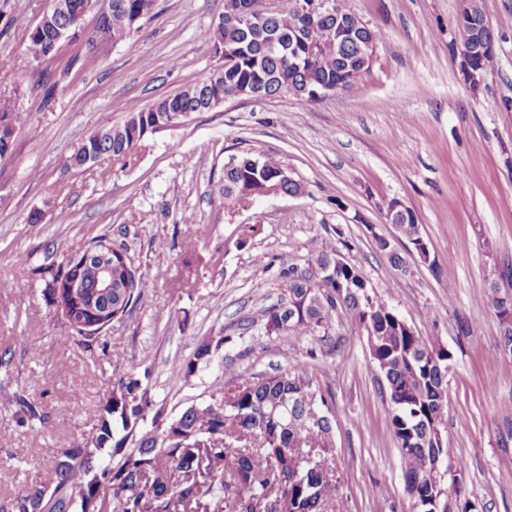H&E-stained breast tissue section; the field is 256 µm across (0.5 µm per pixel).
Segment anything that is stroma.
<instances>
[{
  "mask_svg": "<svg viewBox=\"0 0 512 512\" xmlns=\"http://www.w3.org/2000/svg\"><path fill=\"white\" fill-rule=\"evenodd\" d=\"M498 41L481 84L463 80L449 44L460 0H345L378 35L358 86L305 103L281 93L232 98L148 136L127 166L106 158L76 171L66 160L86 135L143 104L203 80L221 60L206 31L224 0H158L157 14L90 58L81 42L25 54L22 15L48 0L0 9V104L23 115L0 161V500L34 487L47 451L82 444L112 393L115 369L150 371L168 418L209 402L236 375L302 368L326 400L339 496L327 512H410L400 451L388 425L365 332L338 313L320 336L266 335L264 312L286 296L284 270L308 268L333 240L415 331L451 354L444 446L467 466L480 512H512V359L498 321L477 299L512 264V0H479ZM56 79L51 102L33 83ZM259 148L294 172L296 197L257 198L230 211L218 192L231 157ZM398 198L418 216L430 263L410 254L385 216ZM38 223H30L32 211ZM196 214L206 234L183 236ZM125 244L139 273L158 277L142 301L85 346L48 297L55 274L91 240ZM408 253L399 275L378 238ZM224 335L189 381L177 378L199 341ZM80 378V392L71 381ZM38 406L20 427L9 396Z\"/></svg>",
  "mask_w": 512,
  "mask_h": 512,
  "instance_id": "stroma-1",
  "label": "stroma"
}]
</instances>
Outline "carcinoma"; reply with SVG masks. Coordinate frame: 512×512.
Here are the masks:
<instances>
[{"label":"carcinoma","mask_w":512,"mask_h":512,"mask_svg":"<svg viewBox=\"0 0 512 512\" xmlns=\"http://www.w3.org/2000/svg\"><path fill=\"white\" fill-rule=\"evenodd\" d=\"M155 0H112L114 7L104 25L112 42L126 40L136 17L149 19ZM246 8L262 27L246 36L231 11L237 0H224V12L208 37L218 45L240 44L238 60L230 69L214 70L195 84L162 96L143 107L132 103L123 123L97 130L74 149L68 166L84 167L82 152L96 151L114 160H126L141 147L148 124L153 131L167 128L168 109L177 107L189 115L207 110L208 100L217 92L247 91L257 98L271 97L291 89L301 101L316 102L311 89L320 84L353 87L350 70L358 69L360 42L367 32L355 33L342 46L330 38L336 25L333 15H304L295 12L291 0L273 11L269 0H244ZM471 12L456 14L452 20L454 39L470 51L484 69L492 67L494 54L485 50L488 40L486 17L479 0H472ZM42 29L27 35L26 52L38 57L53 43L58 22L52 8L43 11ZM277 38L274 51L261 43ZM264 165L257 173L234 157L224 166L219 192L224 206L244 209L255 197L245 191L248 183L283 166L276 157L257 154ZM104 239L89 243L73 257L72 267L80 274L81 286H94L99 266L110 260L112 282L122 283V300L105 314L125 315L144 297L149 282L133 265L121 264V257L101 248ZM361 271L345 265L335 274L316 283L308 271L288 268V298L265 311V332L283 331L297 336H315L332 328L339 309L361 325L369 322L373 335L367 337L375 351L374 363L383 379L382 388L397 413L389 426L400 448L405 491L429 492L428 471L442 453L439 441L430 432L432 420L445 419L447 406L436 401L435 393L448 387V363L437 367L429 360L436 348L429 339L406 328L396 313L378 298L367 295ZM307 300L305 314L282 329L279 318L296 299ZM482 305L494 311L501 343L512 345V321L503 315L512 310V297L500 295L497 285L481 296ZM224 343L222 336H208L196 347L193 359L184 363L177 377L189 380L199 362ZM19 410L16 423L29 424L38 417L35 406L15 398ZM312 384L301 368L292 372L256 375L218 387L211 402L188 407L179 417L168 420L151 392V375L122 373L112 394L99 408L98 424L91 439L72 448H49L54 459L40 486L25 489L0 501V512H322L336 495L338 477L329 463L332 453L326 415L315 420L309 410L319 411ZM151 420V429L143 424ZM109 456L101 461L102 453Z\"/></svg>","instance_id":"cac0c4a2"}]
</instances>
